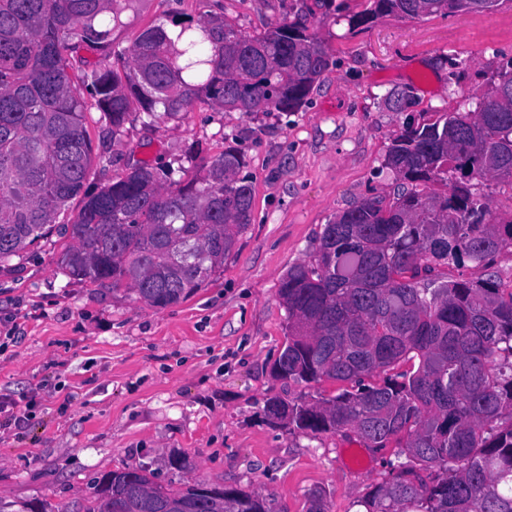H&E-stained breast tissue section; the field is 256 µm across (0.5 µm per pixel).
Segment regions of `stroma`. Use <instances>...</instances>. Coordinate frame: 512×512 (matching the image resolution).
Masks as SVG:
<instances>
[{
  "label": "stroma",
  "mask_w": 512,
  "mask_h": 512,
  "mask_svg": "<svg viewBox=\"0 0 512 512\" xmlns=\"http://www.w3.org/2000/svg\"><path fill=\"white\" fill-rule=\"evenodd\" d=\"M212 15L258 34L291 18V0H128L112 38L127 52L151 22ZM315 28L331 65L300 111L198 104L153 123L131 115L113 137L90 128L108 159L90 178L98 187L136 162L190 176L228 143L243 153L251 222L193 296L158 310L130 287L73 280L60 265L70 243L60 228L0 260V402L30 412L22 428L0 413V501L82 512L103 474L146 466L165 485L250 488L280 512H306L317 488L328 512H362L393 448H360L355 464L340 434H292L264 412L272 397L339 389L273 377L287 324L279 281L316 250L336 214L392 191L385 155L409 115L474 108L512 59V4L392 14L355 30L331 17ZM173 455L185 468L169 467Z\"/></svg>",
  "instance_id": "1"
}]
</instances>
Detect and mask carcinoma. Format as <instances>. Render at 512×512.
Returning a JSON list of instances; mask_svg holds the SVG:
<instances>
[{
    "label": "carcinoma",
    "mask_w": 512,
    "mask_h": 512,
    "mask_svg": "<svg viewBox=\"0 0 512 512\" xmlns=\"http://www.w3.org/2000/svg\"><path fill=\"white\" fill-rule=\"evenodd\" d=\"M512 0H299L293 19L251 35L221 16L146 26L116 52L117 0H0V259L49 234L70 201L68 276L131 287L164 309L191 297L251 223L244 155L229 146L190 179L137 163L87 189L95 166L91 109L113 135L130 113L155 120L202 102L297 112L329 69L312 19L344 12L350 28L390 14L494 11ZM385 165L391 197H365L324 226L309 259L281 279L287 339L279 380L344 384L329 398L285 402L297 433H353L396 460L366 512H512V287L488 269L512 246V218L482 186L512 188V60L473 110L422 112L402 125ZM385 374L380 383L365 379ZM84 512H278L243 488L173 490L146 467L102 475Z\"/></svg>",
    "instance_id": "carcinoma-1"
}]
</instances>
